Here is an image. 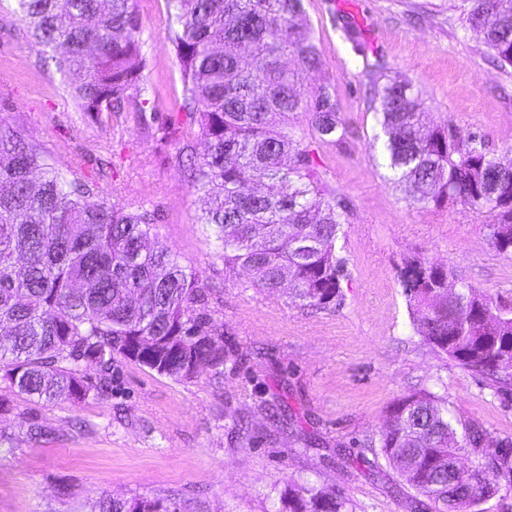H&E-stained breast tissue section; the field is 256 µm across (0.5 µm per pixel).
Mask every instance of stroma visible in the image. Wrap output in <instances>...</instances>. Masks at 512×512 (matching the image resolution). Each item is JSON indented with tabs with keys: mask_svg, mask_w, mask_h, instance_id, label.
Returning a JSON list of instances; mask_svg holds the SVG:
<instances>
[{
	"mask_svg": "<svg viewBox=\"0 0 512 512\" xmlns=\"http://www.w3.org/2000/svg\"><path fill=\"white\" fill-rule=\"evenodd\" d=\"M324 67L306 83L336 85L345 140L320 150L322 175L348 202L337 248L346 261L340 306L319 309L253 288L215 258L202 203L179 153L196 151L193 114L166 37L165 0H137L146 68L122 127L80 112L0 0V121L65 170L98 177L93 202L142 204L158 215L149 246L176 253L213 288L234 352L222 370L176 382L116 358L112 396L80 403L28 400L0 382V512H92L100 493L175 499L183 512H280L287 482L348 499L353 512H415L411 490L379 451L362 447L395 400L420 388L448 397L454 418L512 437V384L498 388L423 346L409 325L399 270L422 257L460 283L512 301V257L491 244L483 216L404 199L381 156L372 84L344 40L339 16L423 92L427 123L475 135L512 164V69L501 68L448 0H304ZM284 405V416L270 413ZM44 435L34 440L30 426Z\"/></svg>",
	"mask_w": 512,
	"mask_h": 512,
	"instance_id": "1",
	"label": "stroma"
}]
</instances>
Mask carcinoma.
<instances>
[{
    "mask_svg": "<svg viewBox=\"0 0 512 512\" xmlns=\"http://www.w3.org/2000/svg\"><path fill=\"white\" fill-rule=\"evenodd\" d=\"M16 16L51 53L80 111L116 117L144 90L136 0H15ZM167 39L180 66L184 107L195 111L203 153L190 181L206 199L198 223L210 229L214 256L241 267L269 295L290 286L317 308L342 296L346 261L336 242L347 202L319 174V148L345 140L336 86L309 87L322 69L304 0H166ZM466 29L502 66L512 67V0H453ZM341 31L373 86L372 110L384 136L383 160L411 204L460 205L489 218L496 251L512 257V165L470 135L422 120V92L370 51L352 20ZM305 114L311 141L288 126ZM97 183L65 172L24 131L0 122V381L29 399L82 402L112 394L116 356L175 381L218 370L233 357L224 318L207 313L210 289L175 254L146 244L157 223L142 206L90 204ZM401 283L414 335L433 351L493 383L512 378V304L458 286L448 269L405 259ZM91 367L95 375L84 369ZM398 470L403 485L439 502L467 500L471 512L512 487V439L477 427L457 432L448 399L408 393L388 425L364 442ZM481 455L470 472L452 459ZM288 512H349L348 500L289 482ZM96 512H182L170 499L132 501L101 494Z\"/></svg>",
    "mask_w": 512,
    "mask_h": 512,
    "instance_id": "1",
    "label": "carcinoma"
}]
</instances>
